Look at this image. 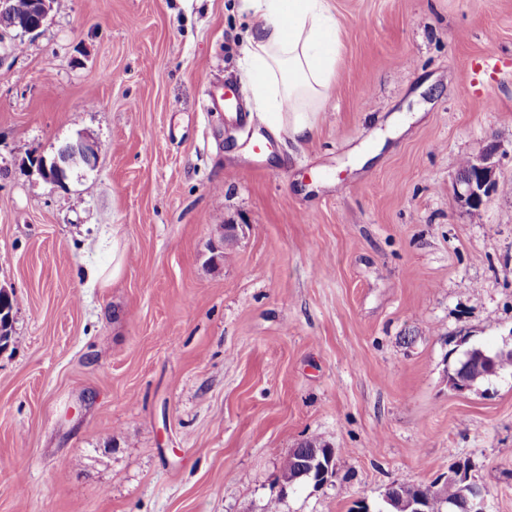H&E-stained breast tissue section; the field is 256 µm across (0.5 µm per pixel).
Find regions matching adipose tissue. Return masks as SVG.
Here are the masks:
<instances>
[{
    "label": "adipose tissue",
    "instance_id": "adipose-tissue-1",
    "mask_svg": "<svg viewBox=\"0 0 512 512\" xmlns=\"http://www.w3.org/2000/svg\"><path fill=\"white\" fill-rule=\"evenodd\" d=\"M253 12L242 47L259 123L298 142L314 135L335 83L340 30L329 0H245Z\"/></svg>",
    "mask_w": 512,
    "mask_h": 512
}]
</instances>
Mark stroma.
I'll return each instance as SVG.
<instances>
[{"instance_id":"stroma-1","label":"stroma","mask_w":512,"mask_h":512,"mask_svg":"<svg viewBox=\"0 0 512 512\" xmlns=\"http://www.w3.org/2000/svg\"><path fill=\"white\" fill-rule=\"evenodd\" d=\"M330 2L298 143L203 107L246 82L243 0H54L0 64V512H349L464 459L512 512V376L448 386L460 340L512 337V0ZM81 134L96 168L47 184ZM493 142L475 219L458 163ZM313 437L335 477L280 497ZM17 305V298L12 295L0 299V347L7 345L13 340L12 322L7 321L13 308ZM6 310V311H5ZM333 449L325 442L312 438L301 443L297 448L290 452L282 461L281 464V477L285 479L299 475L309 463L317 458L322 460L325 464L326 450ZM335 452V466L337 465L338 451Z\"/></svg>"}]
</instances>
